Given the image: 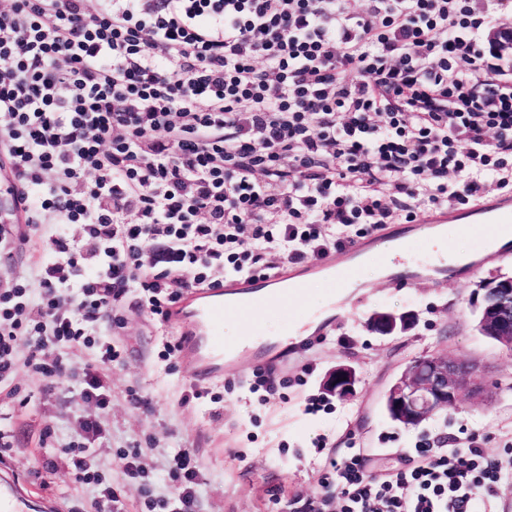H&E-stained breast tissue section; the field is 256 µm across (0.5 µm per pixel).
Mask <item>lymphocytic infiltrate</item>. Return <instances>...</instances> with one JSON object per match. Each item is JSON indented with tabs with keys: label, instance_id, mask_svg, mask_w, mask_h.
Segmentation results:
<instances>
[{
	"label": "lymphocytic infiltrate",
	"instance_id": "f902f5d3",
	"mask_svg": "<svg viewBox=\"0 0 512 512\" xmlns=\"http://www.w3.org/2000/svg\"><path fill=\"white\" fill-rule=\"evenodd\" d=\"M512 0H10L0 10V158L41 225L37 294L0 289V381L65 379L98 407L118 363L98 335L129 294L159 324L186 289L318 260L376 230L512 191V88L482 36ZM54 223L42 226L43 214ZM81 225L96 271L64 232ZM95 347L73 372L69 349ZM100 421L68 449L91 467ZM336 512H490L512 463L472 436L377 474L332 460Z\"/></svg>",
	"mask_w": 512,
	"mask_h": 512
}]
</instances>
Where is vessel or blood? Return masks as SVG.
Here are the masks:
<instances>
[{"label":"vessel or blood","mask_w":512,"mask_h":512,"mask_svg":"<svg viewBox=\"0 0 512 512\" xmlns=\"http://www.w3.org/2000/svg\"><path fill=\"white\" fill-rule=\"evenodd\" d=\"M470 223L452 211H431L413 222L410 234L395 241L389 228L378 230L366 241H356L313 265L314 273L327 276L333 289L350 287L358 264L365 260L395 267L398 278L415 280L422 270L447 274L448 265L436 257H421L418 248L429 243L441 225L457 224L461 234L485 250L497 228L512 226V194L482 197L472 202ZM305 284L294 269L284 267L275 274L229 278L220 289H191L170 313L169 322L180 337L181 354L194 363L196 383L220 375L233 363L242 346L265 336L264 322L272 313H281L284 334L313 316L304 303ZM234 320L237 336L224 335V324ZM0 512H59L57 502L31 497L28 486L7 466L0 465Z\"/></svg>","instance_id":"obj_1"}]
</instances>
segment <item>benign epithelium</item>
I'll use <instances>...</instances> for the list:
<instances>
[{"label":"benign epithelium","mask_w":512,"mask_h":512,"mask_svg":"<svg viewBox=\"0 0 512 512\" xmlns=\"http://www.w3.org/2000/svg\"><path fill=\"white\" fill-rule=\"evenodd\" d=\"M478 330L506 351L512 352V277L495 278L483 283ZM373 330L391 334L407 326V320L390 313H377L371 320ZM473 367L460 358L434 354L410 362L385 394L388 415L404 427H417L442 410L455 406L469 389ZM357 383L356 370L338 364L324 381L326 392L346 398ZM471 390V389H469ZM472 395L479 390H471Z\"/></svg>","instance_id":"1"}]
</instances>
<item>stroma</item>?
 I'll return each instance as SVG.
<instances>
[{"label": "stroma", "instance_id": "1", "mask_svg": "<svg viewBox=\"0 0 512 512\" xmlns=\"http://www.w3.org/2000/svg\"><path fill=\"white\" fill-rule=\"evenodd\" d=\"M500 276H512V260L486 264L477 277L369 283L358 304H340L324 336L290 351L276 371L277 391L264 405L250 390L248 351L208 382V397L194 398L192 366L161 358L160 328L128 297L119 311L122 325L111 336L121 358L112 370L109 406L85 402L68 381L49 386L18 369L0 382V430L12 442L0 456L34 495L60 502L63 512H94L97 490L76 480L65 453L88 418L105 429L94 458L118 495L119 512H179L170 467L181 448L192 453L198 472L190 512H303L308 497L335 499L329 462L352 448L386 468L434 447L437 438L453 444L480 434L490 454L512 459V355L476 329L480 286ZM376 312L408 318L410 325L376 334L369 326ZM430 354L473 362L482 401L462 399L416 428L392 422L384 408L387 389L408 363ZM342 361L359 373L355 394L345 399L322 387ZM134 392L150 400L151 411L131 404ZM311 398L317 411L306 409ZM132 448L140 465L133 478L123 460Z\"/></svg>", "mask_w": 512, "mask_h": 512}]
</instances>
